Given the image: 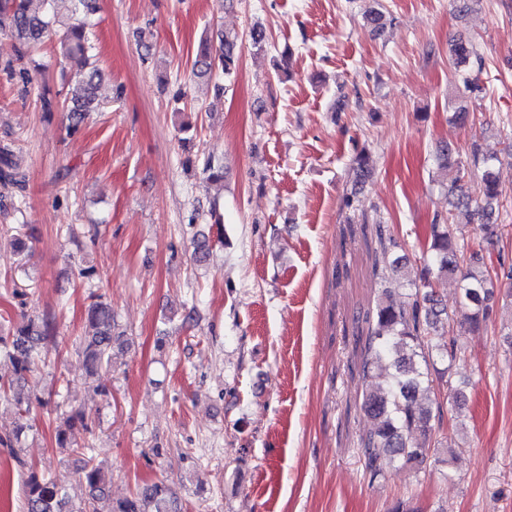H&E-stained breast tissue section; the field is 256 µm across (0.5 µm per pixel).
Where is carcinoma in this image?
Here are the masks:
<instances>
[{"label":"carcinoma","instance_id":"cac0c4a2","mask_svg":"<svg viewBox=\"0 0 512 512\" xmlns=\"http://www.w3.org/2000/svg\"><path fill=\"white\" fill-rule=\"evenodd\" d=\"M58 0H42L35 10L31 0H0V30L7 31L20 46L19 59L25 51L48 39L56 28H64L57 43L60 58L74 64L71 77L81 92L66 106L70 129L77 130L90 112L100 108L99 89L104 74L97 66L96 46L89 36L87 17L97 11V0H67L75 22L66 24L58 17ZM238 34L224 33L221 47L212 51L203 46L192 68L193 76L212 77L220 69L232 74L239 61ZM450 53L457 65L481 60L473 43L454 41ZM470 164L481 171L478 191L473 193L463 185L466 168L448 189V206L470 209L482 224L488 239L499 237V225L494 216L503 196L496 170L501 159L496 154L481 151L472 143ZM0 183L19 192L26 187V175L19 171L8 147H0ZM378 249L374 269L381 270L380 278L387 283L375 307L366 312L365 336L360 347V375L366 380L374 373L386 375L385 383L368 384L362 393L361 410L371 420L370 430L359 439V450L371 480L384 476L383 460L400 466L419 467L430 450L438 449L433 439L434 420H442L443 408L433 386L431 373L444 375L455 366L458 356L454 328L478 329L486 324L491 312L490 302L497 280L484 266L483 257L470 249L468 241L454 224H432L428 243L419 258L418 280L403 273V258L391 257L392 239L385 237L381 225H375ZM454 280L457 285L459 309L448 313L436 289ZM54 327L45 320L31 325L0 344L9 349L18 379L39 370L40 347L53 335ZM126 339L113 333L112 306L102 300L87 311L82 352L88 374L97 376L112 368V352ZM57 443L70 448L68 431L79 425L89 430L90 413L74 408L57 415ZM76 452L84 456L82 480L88 485L91 497L73 508L66 500L64 487L51 477L33 476L27 484L26 512H179L177 500L168 484L160 480L139 489L120 501H110L98 507L104 499L105 487L112 474L97 461L93 444L87 443Z\"/></svg>","mask_w":512,"mask_h":512}]
</instances>
